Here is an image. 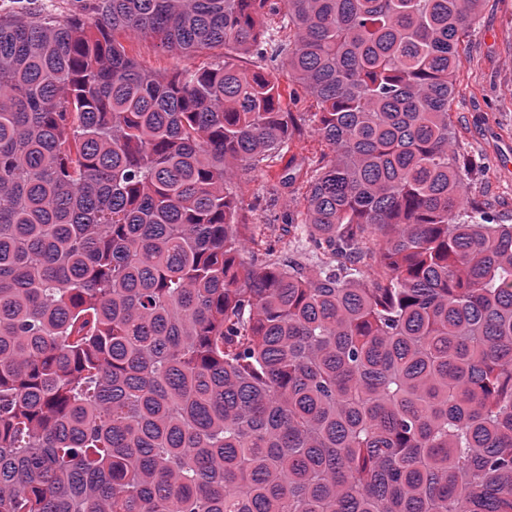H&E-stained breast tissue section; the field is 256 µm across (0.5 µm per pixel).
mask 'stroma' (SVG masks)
I'll return each mask as SVG.
<instances>
[{"label":"stroma","mask_w":512,"mask_h":512,"mask_svg":"<svg viewBox=\"0 0 512 512\" xmlns=\"http://www.w3.org/2000/svg\"><path fill=\"white\" fill-rule=\"evenodd\" d=\"M122 43L145 71L162 73L177 63L150 38L126 37ZM244 66L273 74L286 109L300 118L288 149L262 167H239L229 183L240 200L239 222L262 228V245L248 246L243 254L245 261L259 262L267 251H282L292 241L289 226L306 205L304 188H284L281 179L294 168L311 171L321 166L326 148L305 119L315 102L292 81L287 67L255 56ZM456 88L452 118L468 195L499 223L512 224V0H486L460 48Z\"/></svg>","instance_id":"1"}]
</instances>
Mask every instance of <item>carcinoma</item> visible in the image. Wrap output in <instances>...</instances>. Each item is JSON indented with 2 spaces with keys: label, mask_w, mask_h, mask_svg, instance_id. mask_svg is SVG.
Masks as SVG:
<instances>
[{
  "label": "carcinoma",
  "mask_w": 512,
  "mask_h": 512,
  "mask_svg": "<svg viewBox=\"0 0 512 512\" xmlns=\"http://www.w3.org/2000/svg\"><path fill=\"white\" fill-rule=\"evenodd\" d=\"M0 15V512H512V224L451 121L484 0H91ZM207 66L149 73L117 34ZM327 162L311 259L227 188ZM270 54L268 51L265 59L248 58L242 64L249 71L264 69L273 74L283 90L286 109L303 120L298 122L297 129H293L288 150L284 149L273 162L265 163L261 168L240 166L230 180L229 186L240 200L239 223L261 224L262 228L264 244H248L243 253L246 262L264 260L266 248L278 255L290 241L291 248H297L299 244L293 242V232L288 233V229L292 230L290 223L297 222L304 211L305 189L299 181L288 189L282 187L280 181L289 172L288 167L302 168L304 173L318 168L323 164V154L329 152L314 135L308 121L309 112H316L314 100L288 77L286 66L269 61Z\"/></svg>",
  "instance_id": "cac0c4a2"
}]
</instances>
